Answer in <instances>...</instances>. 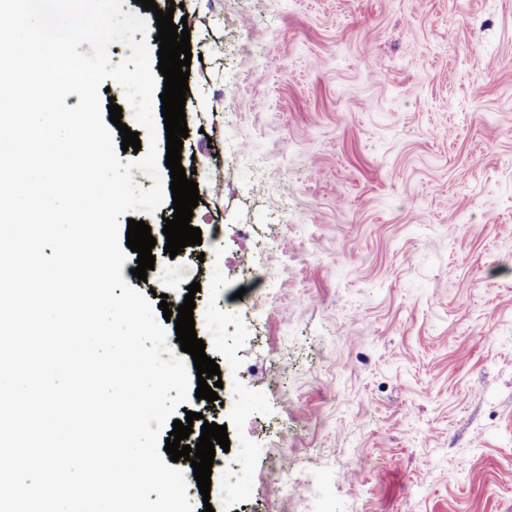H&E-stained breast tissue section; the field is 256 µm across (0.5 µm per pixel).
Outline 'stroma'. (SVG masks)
Instances as JSON below:
<instances>
[{
	"mask_svg": "<svg viewBox=\"0 0 512 512\" xmlns=\"http://www.w3.org/2000/svg\"><path fill=\"white\" fill-rule=\"evenodd\" d=\"M156 3L202 244L128 283L230 319L214 419L250 451L193 512H512V0Z\"/></svg>",
	"mask_w": 512,
	"mask_h": 512,
	"instance_id": "obj_1",
	"label": "stroma"
}]
</instances>
